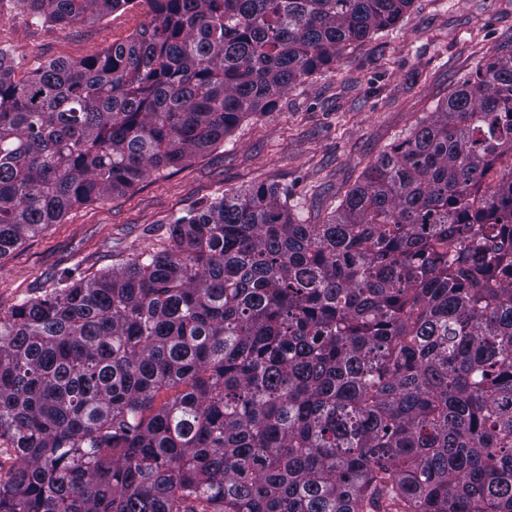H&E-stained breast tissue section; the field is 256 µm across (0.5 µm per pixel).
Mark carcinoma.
Segmentation results:
<instances>
[{"label": "carcinoma", "instance_id": "obj_1", "mask_svg": "<svg viewBox=\"0 0 512 512\" xmlns=\"http://www.w3.org/2000/svg\"><path fill=\"white\" fill-rule=\"evenodd\" d=\"M127 42L13 79L0 259L224 141L411 0L139 2ZM512 49L326 224L258 184L0 316V512H512Z\"/></svg>", "mask_w": 512, "mask_h": 512}]
</instances>
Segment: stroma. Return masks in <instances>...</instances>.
I'll use <instances>...</instances> for the list:
<instances>
[{
    "label": "stroma",
    "instance_id": "35a3bbf8",
    "mask_svg": "<svg viewBox=\"0 0 512 512\" xmlns=\"http://www.w3.org/2000/svg\"><path fill=\"white\" fill-rule=\"evenodd\" d=\"M137 4L68 26L33 24L0 0V47L15 79L38 65L75 62L126 41L146 20ZM512 47V0H414L397 25L348 47L329 70L246 118L223 143L146 177L132 189L70 209L60 223L0 259V314L156 244L172 217L255 184L287 186L303 219L325 222L390 145L446 102L492 56Z\"/></svg>",
    "mask_w": 512,
    "mask_h": 512
}]
</instances>
